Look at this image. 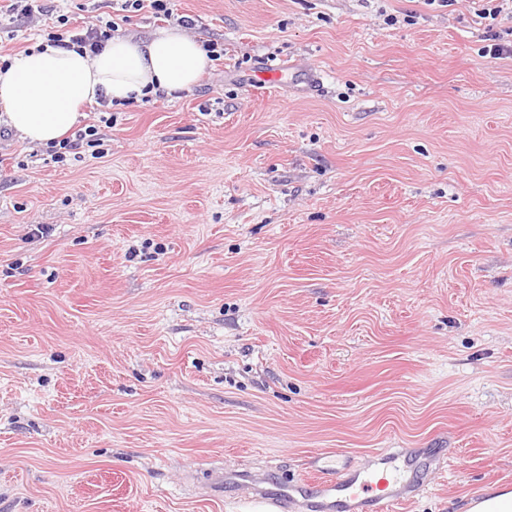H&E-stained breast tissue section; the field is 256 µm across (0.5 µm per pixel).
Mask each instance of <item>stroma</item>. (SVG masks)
<instances>
[{
    "mask_svg": "<svg viewBox=\"0 0 512 512\" xmlns=\"http://www.w3.org/2000/svg\"><path fill=\"white\" fill-rule=\"evenodd\" d=\"M171 7L224 46L192 90L113 107L99 158L0 142V512H256L213 474L381 448L402 512L512 491V13Z\"/></svg>",
    "mask_w": 512,
    "mask_h": 512,
    "instance_id": "35a3bbf8",
    "label": "stroma"
}]
</instances>
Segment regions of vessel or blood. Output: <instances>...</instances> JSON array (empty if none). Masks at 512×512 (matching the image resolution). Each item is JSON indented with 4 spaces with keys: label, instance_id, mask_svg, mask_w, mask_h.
I'll use <instances>...</instances> for the list:
<instances>
[{
    "label": "vessel or blood",
    "instance_id": "1",
    "mask_svg": "<svg viewBox=\"0 0 512 512\" xmlns=\"http://www.w3.org/2000/svg\"><path fill=\"white\" fill-rule=\"evenodd\" d=\"M394 457L392 449H381L377 468L332 467V457L315 454L307 475L301 480L269 487L267 478L250 480L254 497L265 504L264 512H290L298 499L315 498L319 512H356L367 504L370 512H397L402 502L395 492L397 476L388 468Z\"/></svg>",
    "mask_w": 512,
    "mask_h": 512
}]
</instances>
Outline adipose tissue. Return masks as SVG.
Segmentation results:
<instances>
[{"instance_id": "obj_1", "label": "adipose tissue", "mask_w": 512, "mask_h": 512, "mask_svg": "<svg viewBox=\"0 0 512 512\" xmlns=\"http://www.w3.org/2000/svg\"><path fill=\"white\" fill-rule=\"evenodd\" d=\"M210 64L201 43L176 27L147 41L112 37L94 56L42 39L0 68V121L21 140L43 146L68 135L80 112L98 99L137 101L148 91L184 92Z\"/></svg>"}]
</instances>
